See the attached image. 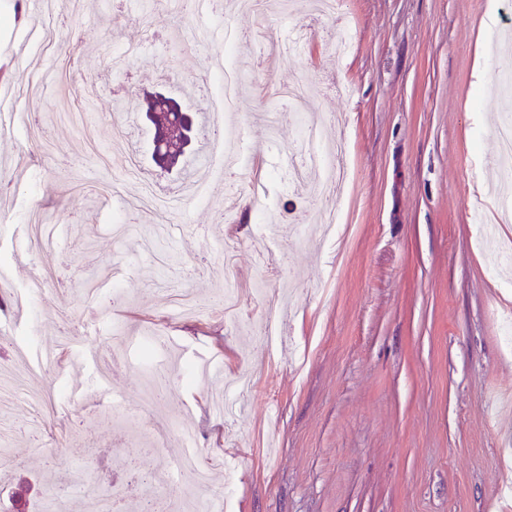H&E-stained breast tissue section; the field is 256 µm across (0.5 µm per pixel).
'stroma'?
<instances>
[{"instance_id":"obj_1","label":"stroma","mask_w":512,"mask_h":512,"mask_svg":"<svg viewBox=\"0 0 512 512\" xmlns=\"http://www.w3.org/2000/svg\"><path fill=\"white\" fill-rule=\"evenodd\" d=\"M487 0H341L307 35L301 10L265 16L194 0H80L53 19L0 0V113L27 114L0 139V388L36 384L32 411L0 400V512L28 483L25 512H159L187 448L212 463L203 495L221 512H512V278L483 247L512 239L488 195L498 171L512 51L493 49ZM351 26L346 57L328 43ZM303 32L302 50L271 41ZM233 36L245 72L227 129L265 173L252 200L239 179L231 220L224 173L173 208L139 207L145 187L183 184L204 163L217 52ZM484 69L489 84L475 76ZM52 71L70 86L29 98ZM309 84L301 123L270 125L280 90ZM161 91L189 107L197 141L179 171L150 161L142 112ZM342 140L350 185L315 200L294 187L302 125ZM338 208L331 237L303 238L297 218ZM46 282L29 296L30 269ZM242 321L224 316V273ZM277 291L280 337L259 340L263 296ZM188 291L195 314L171 295ZM58 356L43 369L40 351ZM166 395L139 414L153 378ZM121 436L114 446L113 436Z\"/></svg>"}]
</instances>
